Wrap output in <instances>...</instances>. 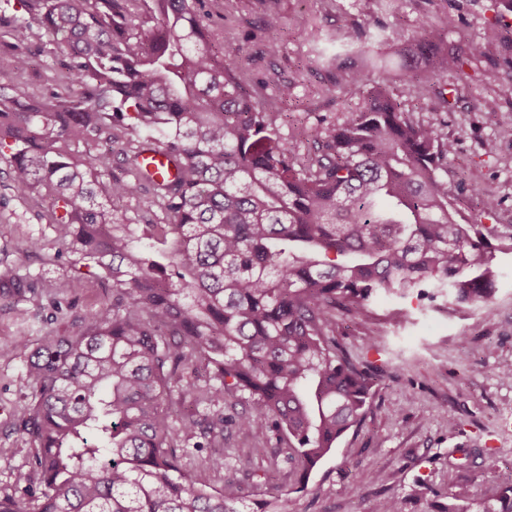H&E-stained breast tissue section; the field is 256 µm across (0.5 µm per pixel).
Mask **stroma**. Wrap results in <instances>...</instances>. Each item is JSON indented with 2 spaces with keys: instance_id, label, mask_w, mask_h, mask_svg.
<instances>
[{
  "instance_id": "stroma-1",
  "label": "stroma",
  "mask_w": 512,
  "mask_h": 512,
  "mask_svg": "<svg viewBox=\"0 0 512 512\" xmlns=\"http://www.w3.org/2000/svg\"><path fill=\"white\" fill-rule=\"evenodd\" d=\"M269 8L279 13L283 28L262 26ZM424 18L454 51L490 24L499 28L488 56L467 61L453 79L450 109H435L440 85L434 81L417 84L402 101L410 118L455 142L448 186L464 204V217L478 219L469 202L491 194L499 202L492 223L512 225V125L506 122L512 110V14L502 13L496 0H237L224 24L249 84L271 93L277 81L292 82L290 117L279 129L304 154L322 127L345 121L364 97L326 93L329 73L316 64L313 43L299 38L298 30L327 34L363 25L374 33L384 26L409 33ZM272 39L281 46L273 59L265 53ZM50 211L48 197L15 189L0 161V496L22 495L16 477L27 470L32 448L17 430L32 400L19 343L32 350L44 336L77 334L106 300L92 277L78 296L62 288L73 270L60 251ZM35 239L43 247L32 255L27 245ZM500 269L486 310L413 294L375 302L367 321L337 315L340 348L380 376L364 419L305 480L286 461L277 438L257 440L227 430L224 468L214 474L215 484L235 480L240 470L268 473L287 493L288 512H372L384 497L396 501L398 512H440L459 485L474 500L491 498L512 482V379L503 376L512 369V254L502 256ZM13 273L33 276L34 292L14 295L6 286ZM401 307L410 312L408 323L394 316ZM375 339L380 347H372ZM452 415L454 427L448 424ZM491 450L498 455L492 471L485 463Z\"/></svg>"
}]
</instances>
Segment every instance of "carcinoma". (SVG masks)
Masks as SVG:
<instances>
[{
	"mask_svg": "<svg viewBox=\"0 0 512 512\" xmlns=\"http://www.w3.org/2000/svg\"><path fill=\"white\" fill-rule=\"evenodd\" d=\"M0 10V160L14 187L45 193L57 240L111 291L75 336L28 354L33 399L19 432L33 445L26 498L0 512H288L261 478L216 487L224 469V404L247 402L234 426L288 439L307 478L363 419L377 377L336 345V312L369 317L380 296L424 288L490 312L497 255L512 230L459 221L446 162L455 144L405 115L404 87L462 72L487 56L496 29L448 53L429 24L403 34L356 26L318 53L338 73L329 89L366 92L363 106L319 132L302 156L279 134L293 95L251 89L232 58L227 0H5ZM375 36L393 54L366 55ZM360 56L346 73L338 61ZM46 57L69 91H16L13 77ZM122 141L121 157L112 144ZM174 154L158 180L146 155ZM147 195L164 224L113 217ZM448 512H512V484Z\"/></svg>",
	"mask_w": 512,
	"mask_h": 512,
	"instance_id": "obj_1",
	"label": "carcinoma"
}]
</instances>
